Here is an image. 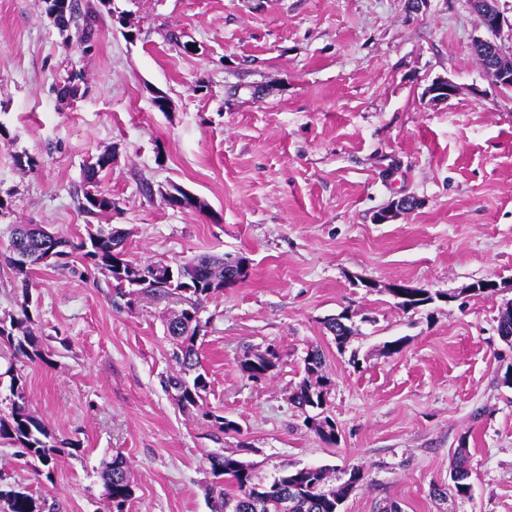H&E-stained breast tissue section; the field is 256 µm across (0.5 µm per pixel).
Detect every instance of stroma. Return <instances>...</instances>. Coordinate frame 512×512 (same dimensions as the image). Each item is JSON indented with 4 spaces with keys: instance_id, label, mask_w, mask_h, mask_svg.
Masks as SVG:
<instances>
[{
    "instance_id": "35a3bbf8",
    "label": "stroma",
    "mask_w": 512,
    "mask_h": 512,
    "mask_svg": "<svg viewBox=\"0 0 512 512\" xmlns=\"http://www.w3.org/2000/svg\"><path fill=\"white\" fill-rule=\"evenodd\" d=\"M82 4L97 32L86 50L40 0H0V318L21 297L8 225L84 236L83 169L111 152L100 188L131 258L249 264L245 281L204 302L199 339L205 405L238 429L215 435L162 385L176 369L165 320L177 296L129 303L80 260L40 265L31 311L47 359L24 366L26 396L73 446L47 476L0 446V477L58 512H109L101 472L120 454L134 485L127 512H210L207 457L218 452L267 479L359 469L342 512H512V388L499 382L512 347L497 331L512 303V97L472 53L485 31L468 0ZM75 70L85 91L67 101L58 90ZM440 77L458 91L437 103L427 90ZM21 154L37 167L19 168ZM173 184L205 210L166 205ZM404 197L417 208L375 223ZM480 280L499 291L469 295ZM396 281L437 298L402 311L387 291ZM343 312L353 334L340 350L324 322ZM269 347L271 376L243 377L244 352ZM313 348L331 380L333 444L290 402ZM462 444L471 499H433Z\"/></svg>"
}]
</instances>
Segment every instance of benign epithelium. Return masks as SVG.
<instances>
[{"mask_svg": "<svg viewBox=\"0 0 512 512\" xmlns=\"http://www.w3.org/2000/svg\"><path fill=\"white\" fill-rule=\"evenodd\" d=\"M473 11L478 15L486 36L477 41L487 47V57L483 73L489 83L502 94L512 93V48L507 49L498 42L503 28L512 30V19L505 16L499 0H469ZM457 92V86L446 78L437 79L428 90L432 99L446 101ZM413 202L404 198L395 201L391 207L378 212L374 221L384 224L390 221L397 212L409 210ZM55 248L45 244L36 251L16 247L12 251L13 259L20 265H34L47 262L54 258Z\"/></svg>", "mask_w": 512, "mask_h": 512, "instance_id": "1", "label": "benign epithelium"}]
</instances>
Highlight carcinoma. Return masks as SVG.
Returning a JSON list of instances; mask_svg holds the SVG:
<instances>
[{
  "label": "carcinoma",
  "instance_id": "carcinoma-1",
  "mask_svg": "<svg viewBox=\"0 0 512 512\" xmlns=\"http://www.w3.org/2000/svg\"><path fill=\"white\" fill-rule=\"evenodd\" d=\"M70 12L57 26L59 32L70 31L79 18H88L92 11L81 13L80 0H71ZM83 76L69 75L60 89L62 97L72 99L80 94ZM112 166V154L103 153L86 164L84 189L78 199V209L87 216L86 236L77 244L54 237L53 244L63 258L81 259L86 265L112 279L114 292L126 297L139 291L152 295L176 294L184 308L169 319L167 330L173 340L171 357L178 366L175 374L163 380L167 390L175 391L177 405L183 409H198L204 420L221 433L237 430V423L204 408L203 393L209 382L201 371L198 339L204 324L200 319L203 303L216 291L231 286L249 276L246 260L230 256H198L186 259L171 267L162 261L141 263L128 256L125 236L110 224H102L112 213L114 202L110 194L100 190L101 173ZM98 223H93V220ZM45 237L38 224H12L9 230L8 248L16 241L36 247ZM7 264L23 276L21 280L22 301L20 313L0 318V357L8 361L5 375L10 377V412L0 415V444L17 449V456L32 466L39 464L47 470L54 469L58 457L74 444L54 436L33 414L25 394L22 367L28 361L43 358V337L33 329L35 320L29 304L28 273L31 267H18L12 257ZM440 297L430 291L417 288L410 301L397 300L404 310H415ZM349 316L340 314L325 321L328 330H338L334 337L337 347H343L352 335V327L345 323ZM278 357L271 350L263 354L244 353L240 362L247 378L259 381L270 376L277 367ZM305 377L294 392L291 403L304 422L324 441L336 443V425L326 414L327 397L331 385L324 372L323 355L314 349L304 359ZM213 481L208 488L211 512H339V508L361 479L360 471L353 469L349 478L336 484L326 467H303L284 472L268 483L262 482L251 465L232 455L212 453L208 456ZM104 495L110 512H126L127 504L134 493L126 459L121 455L112 458L111 465L101 475ZM451 487L433 486V496L445 499L448 490L461 499L472 495L469 483L468 454L464 445L455 450V465L450 473ZM230 483L234 492L224 491V483ZM0 502L7 512H44L41 504L28 492L10 485H0Z\"/></svg>",
  "mask_w": 512,
  "mask_h": 512
}]
</instances>
